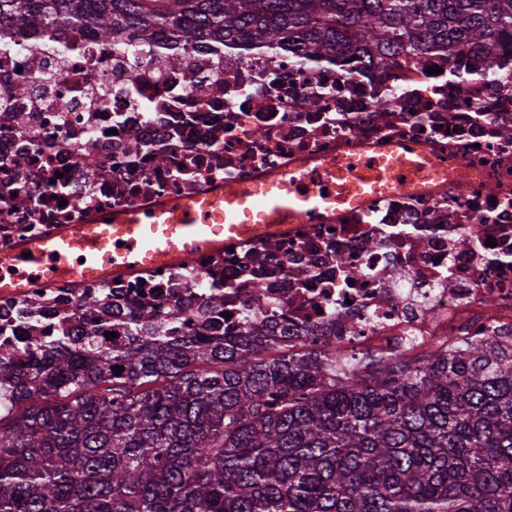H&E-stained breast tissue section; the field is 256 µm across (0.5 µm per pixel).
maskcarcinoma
Masks as SVG:
<instances>
[{"mask_svg":"<svg viewBox=\"0 0 512 512\" xmlns=\"http://www.w3.org/2000/svg\"><path fill=\"white\" fill-rule=\"evenodd\" d=\"M86 27L130 47L160 27L303 41L357 75L475 45L489 69L512 53V0H0V35ZM204 287L194 326L101 287L37 366L0 352V512H512V335L341 357L286 321L224 333V285ZM18 320L41 326L39 301Z\"/></svg>","mask_w":512,"mask_h":512,"instance_id":"1","label":"carcinoma"}]
</instances>
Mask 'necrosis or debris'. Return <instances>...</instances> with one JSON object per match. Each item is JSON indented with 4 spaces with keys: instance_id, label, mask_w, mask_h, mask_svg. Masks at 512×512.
Segmentation results:
<instances>
[{
    "instance_id": "4bbe7bcc",
    "label": "necrosis or debris",
    "mask_w": 512,
    "mask_h": 512,
    "mask_svg": "<svg viewBox=\"0 0 512 512\" xmlns=\"http://www.w3.org/2000/svg\"><path fill=\"white\" fill-rule=\"evenodd\" d=\"M70 39L79 49L69 55L25 33L0 40V257L98 214L412 144L442 171L428 193L373 195L281 236L135 271L113 295L182 317L207 301L194 281L211 270L224 279L225 327L284 320L316 330L317 345L333 351L512 335V64L483 69L470 47L452 84L437 56H400L352 77L312 66L302 42L226 52L164 28L129 51L90 28ZM172 50L181 57L173 70L160 63ZM434 65L441 74H430ZM19 85L27 96L14 95ZM13 112L29 123L15 125ZM130 126L137 137L126 136ZM153 145L168 164L147 180ZM102 165L110 179H91ZM82 292L0 294V324L35 297L52 331H70Z\"/></svg>"
}]
</instances>
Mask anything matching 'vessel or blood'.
Returning a JSON list of instances; mask_svg holds the SVG:
<instances>
[{
  "label": "vessel or blood",
  "mask_w": 512,
  "mask_h": 512,
  "mask_svg": "<svg viewBox=\"0 0 512 512\" xmlns=\"http://www.w3.org/2000/svg\"><path fill=\"white\" fill-rule=\"evenodd\" d=\"M438 173L428 152L405 145L391 156L363 155L273 174L240 187H223L145 211H110L70 224L48 238L23 241L0 260L1 294L27 292L32 280L109 281L132 271L176 265L225 243L287 232L310 215L359 205L373 194L429 190Z\"/></svg>",
  "instance_id": "vessel-or-blood-1"
}]
</instances>
